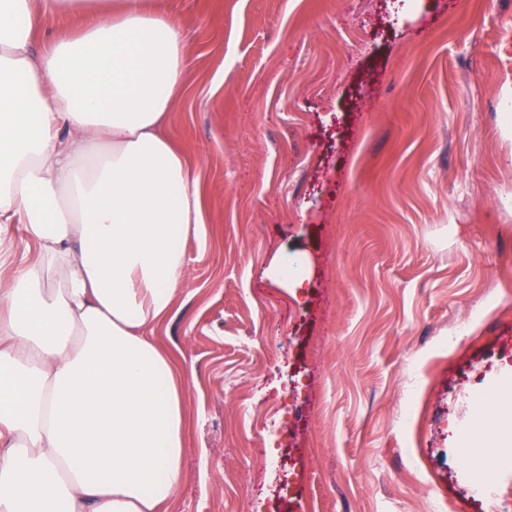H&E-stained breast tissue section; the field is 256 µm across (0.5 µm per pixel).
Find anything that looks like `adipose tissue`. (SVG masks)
I'll return each instance as SVG.
<instances>
[{
	"instance_id": "1",
	"label": "adipose tissue",
	"mask_w": 512,
	"mask_h": 512,
	"mask_svg": "<svg viewBox=\"0 0 512 512\" xmlns=\"http://www.w3.org/2000/svg\"><path fill=\"white\" fill-rule=\"evenodd\" d=\"M186 59L153 0H0V512H163L183 482L186 377L153 332L203 222L168 133ZM491 403L469 441L500 454L512 386Z\"/></svg>"
}]
</instances>
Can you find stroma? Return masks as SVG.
Instances as JSON below:
<instances>
[{
  "label": "stroma",
  "mask_w": 512,
  "mask_h": 512,
  "mask_svg": "<svg viewBox=\"0 0 512 512\" xmlns=\"http://www.w3.org/2000/svg\"><path fill=\"white\" fill-rule=\"evenodd\" d=\"M160 2L204 199L154 331L187 379L169 512H490L484 480L512 500V462L459 441L493 429L463 393L503 384L512 340V0Z\"/></svg>",
  "instance_id": "obj_1"
}]
</instances>
